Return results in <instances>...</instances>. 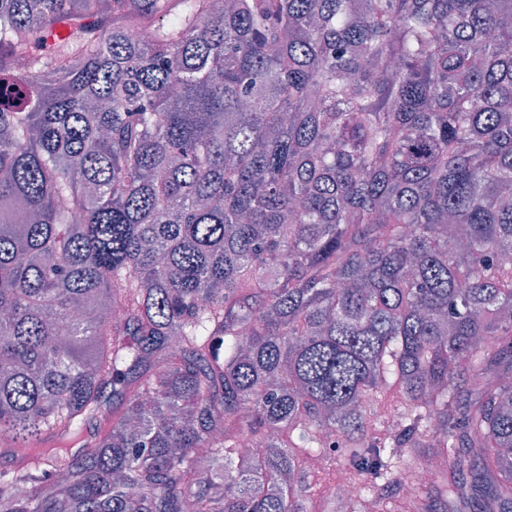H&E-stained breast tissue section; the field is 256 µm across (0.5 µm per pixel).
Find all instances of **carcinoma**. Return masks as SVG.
<instances>
[{
	"label": "carcinoma",
	"instance_id": "obj_1",
	"mask_svg": "<svg viewBox=\"0 0 512 512\" xmlns=\"http://www.w3.org/2000/svg\"><path fill=\"white\" fill-rule=\"evenodd\" d=\"M507 252L512 0H0V512H502ZM335 462L328 460H310L306 463L308 472L312 475L317 483V487L320 486L319 495H313L307 503V512H331V505L326 502V496L323 493V488L326 484L334 478V472L341 465V457L336 453Z\"/></svg>",
	"mask_w": 512,
	"mask_h": 512
}]
</instances>
